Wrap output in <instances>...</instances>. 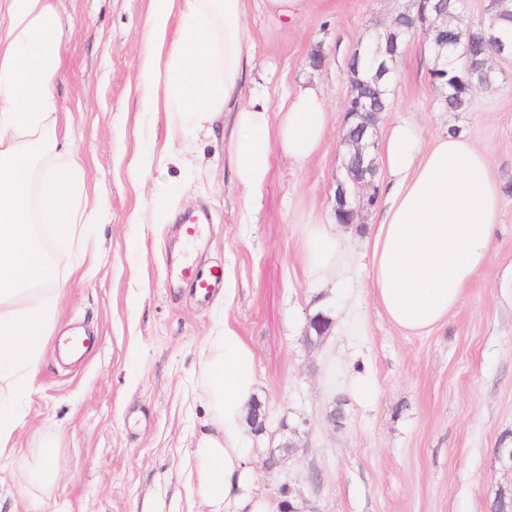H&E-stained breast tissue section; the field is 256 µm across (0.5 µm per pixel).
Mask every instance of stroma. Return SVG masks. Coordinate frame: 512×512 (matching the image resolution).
Wrapping results in <instances>:
<instances>
[{
    "label": "stroma",
    "instance_id": "35a3bbf8",
    "mask_svg": "<svg viewBox=\"0 0 512 512\" xmlns=\"http://www.w3.org/2000/svg\"><path fill=\"white\" fill-rule=\"evenodd\" d=\"M148 2L46 0L62 28L57 137L72 147L42 164L81 161L95 214L71 238L41 230L61 290L57 323L35 374L0 392V410L16 417L0 452V512H209L195 454L211 430L201 351L228 323L255 353L268 411L265 431L245 434L264 498L290 494L302 512H491L498 497L512 498V61L497 62L495 84L476 89L468 111L451 112L429 79L426 35L397 60L378 136L402 121L426 144L464 135L489 156L502 191L494 240L459 306L431 333L406 335L375 299L364 248L385 170L361 191L373 205L346 227L354 262L340 282L305 278L298 239L309 215L335 221L347 64L407 0H305L288 18L247 0L252 67L240 106L261 95L274 109L311 86L331 112L306 162L272 145L250 210L229 164L233 113L173 140L177 115L154 111L142 93ZM145 153L152 168L131 177V160ZM197 211L207 226L187 250L175 227ZM187 256L223 266L224 288L202 295L179 280ZM321 300L334 325L310 346L304 329ZM69 329L93 332L97 349L60 359L55 341ZM283 420L306 431L297 451L274 456ZM46 448L56 479L23 489Z\"/></svg>",
    "mask_w": 512,
    "mask_h": 512
}]
</instances>
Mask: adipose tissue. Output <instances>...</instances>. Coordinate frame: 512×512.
<instances>
[{
  "instance_id": "1",
  "label": "adipose tissue",
  "mask_w": 512,
  "mask_h": 512,
  "mask_svg": "<svg viewBox=\"0 0 512 512\" xmlns=\"http://www.w3.org/2000/svg\"><path fill=\"white\" fill-rule=\"evenodd\" d=\"M141 82L145 96L176 112L180 135L204 129L240 95L250 62L246 0H149ZM0 386L15 388L35 369L55 326L53 265L33 227L74 232L86 208L80 164L36 174L58 147L54 82L61 30L45 0H0ZM177 34H170L171 19ZM231 164L253 207L268 171L271 144L297 162L322 146L326 104L311 87L288 94L278 122L259 100L235 117ZM387 206L367 246L378 304L408 334L447 322L484 263L500 222L502 195L486 153L460 134L422 146L411 123L393 126L383 144ZM301 254L315 280L345 271L342 238L317 218L303 223ZM213 434L200 438L199 481L212 512H279L258 495L246 467L244 416L257 393L255 356L232 325L204 354Z\"/></svg>"
}]
</instances>
